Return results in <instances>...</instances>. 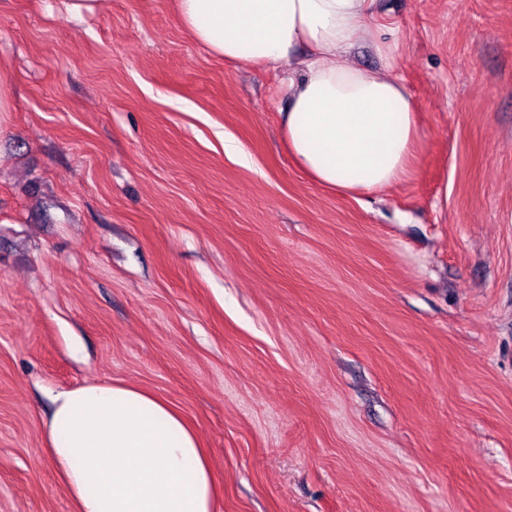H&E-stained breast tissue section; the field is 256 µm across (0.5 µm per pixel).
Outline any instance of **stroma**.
<instances>
[{"mask_svg":"<svg viewBox=\"0 0 512 512\" xmlns=\"http://www.w3.org/2000/svg\"><path fill=\"white\" fill-rule=\"evenodd\" d=\"M377 14L421 146L343 195L173 0H0V512H73L44 426L93 382L189 421L217 512H512V0Z\"/></svg>","mask_w":512,"mask_h":512,"instance_id":"35a3bbf8","label":"stroma"}]
</instances>
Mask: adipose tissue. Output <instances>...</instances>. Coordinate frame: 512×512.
<instances>
[{
	"instance_id": "adipose-tissue-1",
	"label": "adipose tissue",
	"mask_w": 512,
	"mask_h": 512,
	"mask_svg": "<svg viewBox=\"0 0 512 512\" xmlns=\"http://www.w3.org/2000/svg\"><path fill=\"white\" fill-rule=\"evenodd\" d=\"M190 37L228 61L287 68L282 134L297 165L339 193L407 181L417 109L395 71V29L374 0H176ZM369 37L378 70L348 56ZM45 451L76 512H216L219 493L197 433L164 399L120 383L61 391Z\"/></svg>"
}]
</instances>
